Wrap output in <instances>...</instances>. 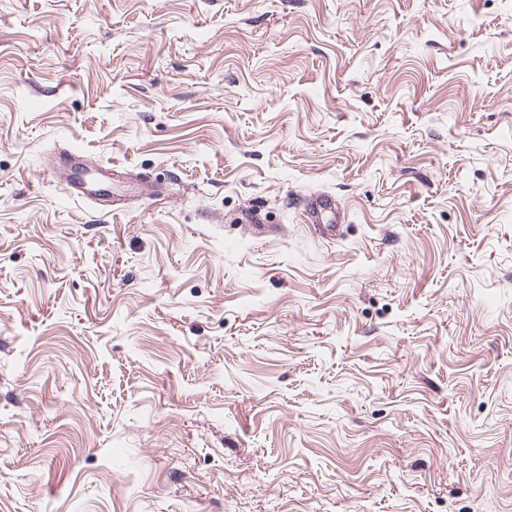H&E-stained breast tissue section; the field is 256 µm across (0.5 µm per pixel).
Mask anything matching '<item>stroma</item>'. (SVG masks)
<instances>
[{"mask_svg": "<svg viewBox=\"0 0 512 512\" xmlns=\"http://www.w3.org/2000/svg\"><path fill=\"white\" fill-rule=\"evenodd\" d=\"M0 512H512V0H0ZM65 155H72V153L63 154L59 157L61 161ZM58 163L53 168V174L58 183L68 190L69 195L80 198H93L101 200L97 197L96 190L93 189L95 183L101 178H110L117 174H122L119 170H116L112 166H96L92 172L88 169H82L80 171L67 170V163L64 161L62 166ZM305 218L308 224H314L318 229L334 232V228L343 223L344 211L336 198L328 193L310 197L305 208ZM336 223V225H335Z\"/></svg>", "mask_w": 512, "mask_h": 512, "instance_id": "obj_1", "label": "stroma"}]
</instances>
